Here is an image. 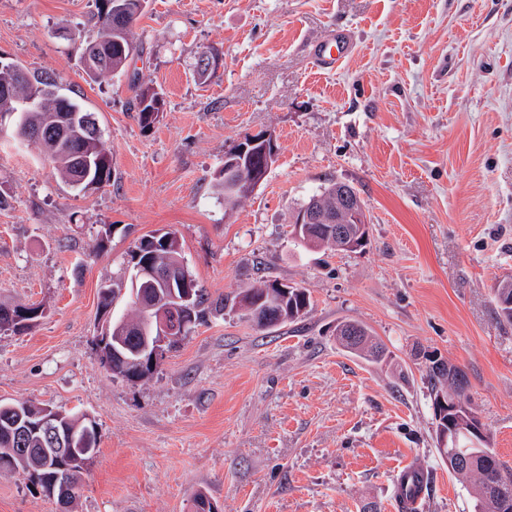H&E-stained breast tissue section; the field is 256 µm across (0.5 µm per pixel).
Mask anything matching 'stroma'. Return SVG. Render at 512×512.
Masks as SVG:
<instances>
[{"instance_id": "stroma-1", "label": "stroma", "mask_w": 512, "mask_h": 512, "mask_svg": "<svg viewBox=\"0 0 512 512\" xmlns=\"http://www.w3.org/2000/svg\"><path fill=\"white\" fill-rule=\"evenodd\" d=\"M94 11L0 0V55L71 89L114 167L111 185L83 192L0 131V303L44 310L0 334V400L84 413L98 431L72 510L2 473L0 512H191L200 489L222 512H400L406 465L429 473L417 512H471L437 451L424 375L433 359L464 370L489 446L512 466V325L493 291L512 278V0H148L127 74L96 81L79 63ZM334 32L354 48L323 73L309 49ZM210 47L223 66L201 82L193 64ZM135 74L165 93L149 130ZM265 130L278 160L228 204L224 154ZM332 181L364 202V251L291 235L296 208ZM161 228L211 297L278 280L308 290L307 315L260 327L214 312L150 378L112 376L95 344L100 290ZM345 319L392 363L340 346Z\"/></svg>"}]
</instances>
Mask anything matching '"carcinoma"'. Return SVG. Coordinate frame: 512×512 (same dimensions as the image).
Returning <instances> with one entry per match:
<instances>
[{"instance_id":"1","label":"carcinoma","mask_w":512,"mask_h":512,"mask_svg":"<svg viewBox=\"0 0 512 512\" xmlns=\"http://www.w3.org/2000/svg\"><path fill=\"white\" fill-rule=\"evenodd\" d=\"M146 0H96L94 13L97 37L81 43V52L91 51L104 62L98 71H85L91 79L107 78L125 72L129 56L140 50L134 38V28L143 15ZM130 87L134 92V109L142 128L148 130L160 121L156 112H147L141 104L147 92L163 95L155 87L140 82L138 74H133ZM33 99L37 106L28 112L19 113L18 121L23 128L40 131L41 135L33 142L39 144L52 165L54 173L71 187L87 189V184L97 181L104 187L112 182V156L107 148L102 132L96 129L93 113L86 112L70 95L62 92L58 84L49 76L29 71L20 64L0 67V116L16 112L20 103ZM339 183L322 187L319 193L311 196L305 205H314L329 214L336 213V188ZM168 242L152 245L155 233L139 237L130 250V261H135L137 252L152 265L189 278L193 288V300L189 307V323L201 320L209 309L222 310L224 299L212 301L191 278L184 264L181 246L176 234L164 232ZM298 241L307 248H336L322 224L302 225ZM180 291L179 280L173 284H137L127 289L133 305V314L111 315V309L121 297V288H105L102 291L101 313L104 324L98 328V335L108 337L102 349L104 366L117 377L128 381H139L150 377L154 368L149 360L135 362L134 351L138 346L130 343V337L141 331L146 314L139 306L140 293L151 295L153 300L171 297L172 291ZM499 320L512 324V286L500 285L494 289ZM285 304L281 322H294L308 313L311 305L307 289L294 284L288 285V293L283 295ZM360 336L355 341L343 334H336L340 344L349 351L373 362H384L390 358L387 349L370 339L364 326H359ZM426 378L433 400L440 395L456 401L454 416L465 421L478 418L468 395L469 381L466 373L458 366L441 360H434L427 369ZM13 409L6 402H0V472H24V480L30 490L47 493L57 475L62 470L55 468L53 450L43 445L35 436L25 435L27 425L36 422L42 407L30 401L17 403ZM443 458L454 453L462 456L459 467H451L455 476L467 484L474 501V512H504L502 505L507 499L512 501V467L498 458L485 443H472L460 439V447L439 449Z\"/></svg>"}]
</instances>
